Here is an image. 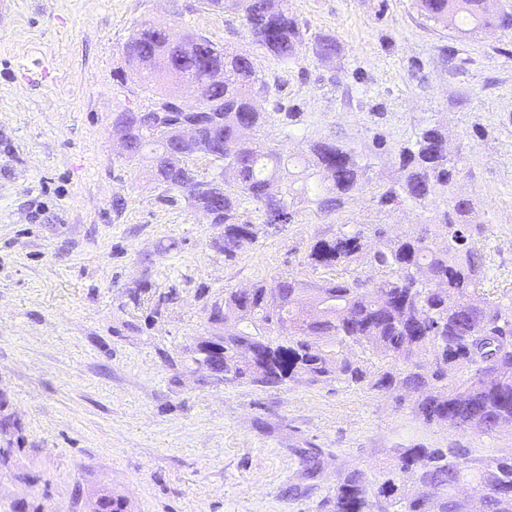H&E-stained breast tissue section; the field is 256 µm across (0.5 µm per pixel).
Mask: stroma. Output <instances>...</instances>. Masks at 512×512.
I'll return each mask as SVG.
<instances>
[{
	"instance_id": "stroma-1",
	"label": "stroma",
	"mask_w": 512,
	"mask_h": 512,
	"mask_svg": "<svg viewBox=\"0 0 512 512\" xmlns=\"http://www.w3.org/2000/svg\"><path fill=\"white\" fill-rule=\"evenodd\" d=\"M288 7L304 41L286 62L258 49L241 12L203 0H15L0 16V415L20 425L0 433V512H85L101 488L128 512H326L337 478L388 469L401 448L512 456V429L424 423L412 394L260 387L187 360L225 289L310 277L312 243L337 225L412 236L443 211L440 196L378 203L401 176L399 149L433 121L459 159L453 191L472 203L479 292L512 293V25L464 35L416 0ZM144 21L251 55L273 115L262 143L302 159L335 139L365 167L360 190L329 216L298 203L292 223L225 260L222 228L169 199L113 133L114 112L154 94L114 77ZM323 39L335 56L317 55ZM303 448L325 450L323 479L308 478Z\"/></svg>"
}]
</instances>
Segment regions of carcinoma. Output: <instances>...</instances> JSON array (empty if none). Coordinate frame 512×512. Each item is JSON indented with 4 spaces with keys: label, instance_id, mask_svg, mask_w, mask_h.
I'll return each mask as SVG.
<instances>
[{
    "label": "carcinoma",
    "instance_id": "carcinoma-1",
    "mask_svg": "<svg viewBox=\"0 0 512 512\" xmlns=\"http://www.w3.org/2000/svg\"><path fill=\"white\" fill-rule=\"evenodd\" d=\"M244 24L264 54L281 62L294 58L303 34L288 0H234ZM428 19L443 26L474 28L503 24L493 0H418ZM124 58L133 74L163 83L145 109L124 108L112 124L125 130L129 160L149 159L155 180L184 196L224 227L220 249L232 261L268 228L295 217L296 201L329 215L358 191L363 168L354 151L332 139L310 144L306 176L290 177L288 159L257 138L270 115L254 100L268 94L250 55L192 31L177 43L161 25L145 21L129 36ZM191 84L193 103L179 87ZM202 125L200 135L173 161L168 147L183 120ZM401 179L380 192V203L423 204L451 191L458 162L448 157V138L438 124L426 125L399 150ZM216 169L207 179L197 161ZM258 206L260 221L241 219L244 202ZM434 228L415 236L388 238L369 254L377 276L343 275L325 281L290 274L248 290L224 289L207 308V320L223 324L224 376L257 386L302 380L366 384L397 402L410 393L423 398L416 415L431 424L458 419L462 432L493 434L512 428V294L493 300L476 290L485 272L470 242V200L454 195ZM443 238V244L436 243ZM361 224H341L335 236L310 247L313 269L347 270L365 254ZM384 362L369 374L353 350ZM310 477L322 472L321 448H300ZM412 473L423 491L410 495L399 483ZM469 486L485 501L483 512H512V456L472 458L463 448L397 450L396 462L379 474L353 468L336 481L325 506L330 512H468L459 490ZM92 512H126L124 501L101 490Z\"/></svg>",
    "mask_w": 512,
    "mask_h": 512
}]
</instances>
